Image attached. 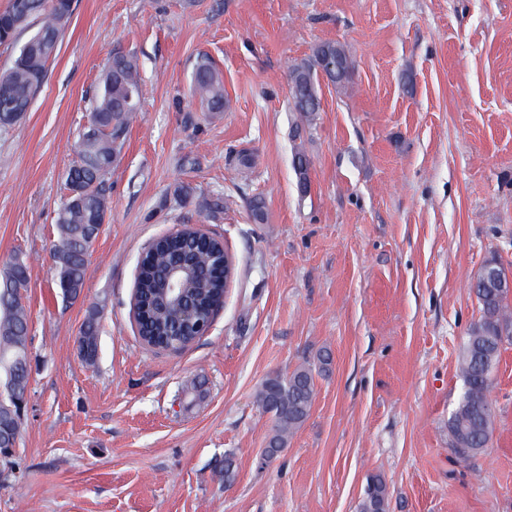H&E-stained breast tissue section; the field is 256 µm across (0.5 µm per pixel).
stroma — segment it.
I'll list each match as a JSON object with an SVG mask.
<instances>
[{
    "instance_id": "35a3bbf8",
    "label": "stroma",
    "mask_w": 512,
    "mask_h": 512,
    "mask_svg": "<svg viewBox=\"0 0 512 512\" xmlns=\"http://www.w3.org/2000/svg\"><path fill=\"white\" fill-rule=\"evenodd\" d=\"M325 42L351 78L321 80L299 134L291 68ZM115 47L139 59L142 107L68 302L56 212ZM203 53L224 77L215 116L187 95ZM182 184L191 198L175 197ZM217 195L214 216L203 202ZM186 224L223 238L235 275L207 334L157 350L132 319L136 263ZM16 258L29 407L0 512H360L374 475L388 512H512V342L488 448L462 459L448 431L479 316L470 285L492 259L512 277V0H74L30 111L0 130V272ZM93 308L88 366L78 340ZM325 350L308 418L264 457L263 382ZM99 326L97 311L93 309L80 332V354L82 360L89 366L96 363L98 357Z\"/></svg>"
}]
</instances>
